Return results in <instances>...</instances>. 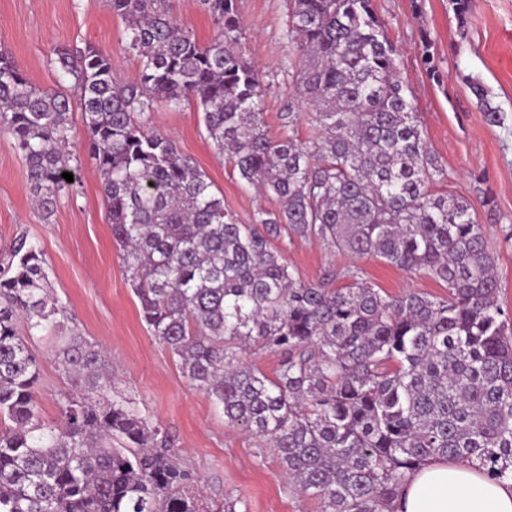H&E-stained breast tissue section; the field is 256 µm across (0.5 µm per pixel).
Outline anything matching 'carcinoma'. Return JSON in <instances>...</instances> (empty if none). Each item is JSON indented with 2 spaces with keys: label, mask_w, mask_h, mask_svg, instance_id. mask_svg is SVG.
<instances>
[{
  "label": "carcinoma",
  "mask_w": 512,
  "mask_h": 512,
  "mask_svg": "<svg viewBox=\"0 0 512 512\" xmlns=\"http://www.w3.org/2000/svg\"><path fill=\"white\" fill-rule=\"evenodd\" d=\"M139 76L116 81L112 57L56 51L71 79L140 316L224 419L274 448L320 512H393L429 459L512 479V316L499 303L497 257L472 204L434 195L428 146L373 0H289L293 93L316 129L269 134L267 87L244 57L236 0H199L217 36L183 27L171 0H110ZM478 106L499 107L479 84ZM194 103L207 139L246 185L280 202L246 222L145 115ZM71 97L44 91L0 51V134L24 157L52 216L69 188ZM357 258L378 257L448 288L388 296L359 270L303 281L273 246L282 232ZM53 341L77 391L62 420L41 421L35 342ZM277 353L269 376L247 361ZM105 357L73 334L51 295L39 242L0 249V512H236L203 504L170 437L112 396Z\"/></svg>",
  "instance_id": "1"
}]
</instances>
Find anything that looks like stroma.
Listing matches in <instances>:
<instances>
[{"label":"stroma","mask_w":512,"mask_h":512,"mask_svg":"<svg viewBox=\"0 0 512 512\" xmlns=\"http://www.w3.org/2000/svg\"><path fill=\"white\" fill-rule=\"evenodd\" d=\"M375 11L398 49V68L408 85L442 180L438 195L468 200L487 240L497 253L500 304L512 312V0H470L465 25H458L449 0H373ZM288 0H237L242 47L268 86L264 121L271 135L293 125L299 137L312 131L313 109L293 95L288 72L296 53L288 42ZM430 41L440 77L432 79L422 63V43ZM91 45L112 57L113 75L134 81L138 62L128 45L125 24L109 0H0V48L8 51L44 90L55 89V52L67 45ZM481 83L503 119L490 122L471 85ZM299 113L289 123V113ZM69 144L73 180L51 217L34 204L26 164L9 136H0V246L24 229L41 242L50 281L67 308L68 324L106 355L115 393L131 398L150 422L173 439L210 502L232 500L236 512H318L315 500L295 493L277 457L264 442L224 414L203 393L192 389L176 359L149 332L139 316L112 239L108 206L86 149L80 110H73ZM150 126L174 140L223 193L224 206L246 220L257 209H277L275 198L256 195L204 136L193 107H158ZM276 247L302 280L315 282L328 270L358 268L387 294L416 291L444 297L447 290L425 274H411L378 258L353 260L319 242L281 237ZM42 383L41 418L60 422L58 400L71 382L53 347L37 344Z\"/></svg>","instance_id":"obj_1"}]
</instances>
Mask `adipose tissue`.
<instances>
[{"label": "adipose tissue", "mask_w": 512, "mask_h": 512, "mask_svg": "<svg viewBox=\"0 0 512 512\" xmlns=\"http://www.w3.org/2000/svg\"><path fill=\"white\" fill-rule=\"evenodd\" d=\"M397 512H512V480L453 460H434L405 482Z\"/></svg>", "instance_id": "obj_1"}]
</instances>
